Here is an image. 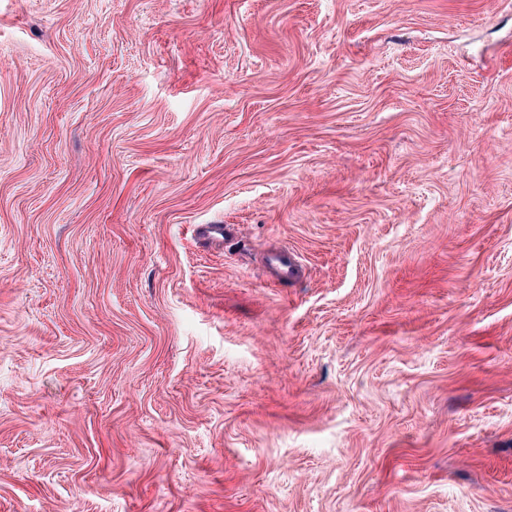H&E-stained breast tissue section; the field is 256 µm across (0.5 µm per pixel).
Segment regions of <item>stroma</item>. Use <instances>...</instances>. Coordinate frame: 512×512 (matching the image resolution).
Masks as SVG:
<instances>
[{
    "mask_svg": "<svg viewBox=\"0 0 512 512\" xmlns=\"http://www.w3.org/2000/svg\"><path fill=\"white\" fill-rule=\"evenodd\" d=\"M0 512H512V0H0ZM266 269L278 280H292L300 276L302 266L298 256L290 250H282L269 255Z\"/></svg>",
    "mask_w": 512,
    "mask_h": 512,
    "instance_id": "obj_1",
    "label": "stroma"
}]
</instances>
